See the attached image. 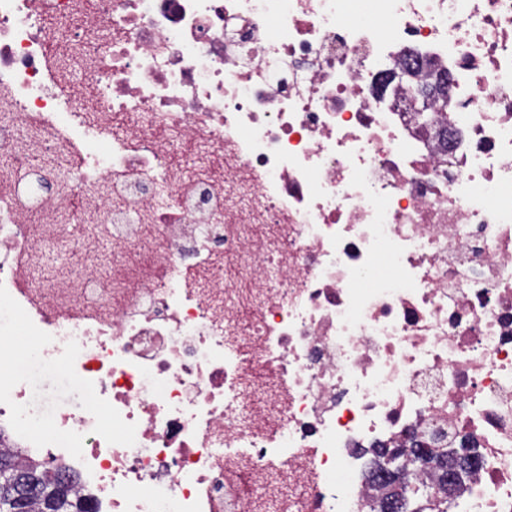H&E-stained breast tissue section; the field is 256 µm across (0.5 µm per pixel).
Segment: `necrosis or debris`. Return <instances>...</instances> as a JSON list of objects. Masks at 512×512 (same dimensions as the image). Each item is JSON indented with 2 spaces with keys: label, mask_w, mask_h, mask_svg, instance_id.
<instances>
[{
  "label": "necrosis or debris",
  "mask_w": 512,
  "mask_h": 512,
  "mask_svg": "<svg viewBox=\"0 0 512 512\" xmlns=\"http://www.w3.org/2000/svg\"><path fill=\"white\" fill-rule=\"evenodd\" d=\"M0 367L91 512H512V0H0Z\"/></svg>",
  "instance_id": "1"
}]
</instances>
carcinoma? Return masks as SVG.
<instances>
[{
    "instance_id": "carcinoma-1",
    "label": "carcinoma",
    "mask_w": 512,
    "mask_h": 512,
    "mask_svg": "<svg viewBox=\"0 0 512 512\" xmlns=\"http://www.w3.org/2000/svg\"><path fill=\"white\" fill-rule=\"evenodd\" d=\"M56 471L30 465L23 467L12 453L0 454V512H85L84 497L70 481L63 498L55 496Z\"/></svg>"
}]
</instances>
